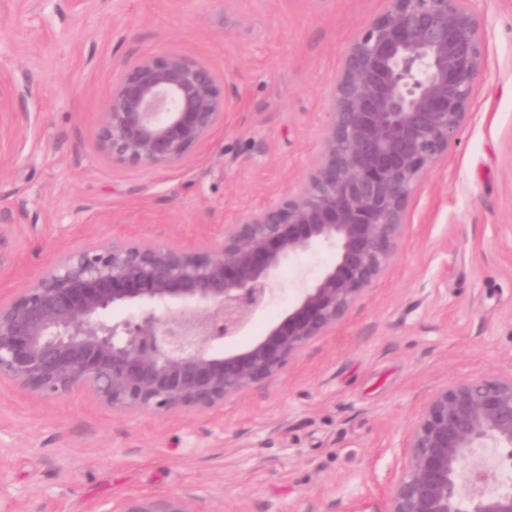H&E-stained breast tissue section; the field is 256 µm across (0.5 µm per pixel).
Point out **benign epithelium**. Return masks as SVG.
Returning a JSON list of instances; mask_svg holds the SVG:
<instances>
[{"mask_svg":"<svg viewBox=\"0 0 512 512\" xmlns=\"http://www.w3.org/2000/svg\"><path fill=\"white\" fill-rule=\"evenodd\" d=\"M468 0H388L348 46L330 119L301 188L224 225L215 244L114 239L57 254L0 296V381L40 400L74 392L116 412L218 408L276 381L345 321L395 256L415 183L455 142L484 66ZM229 101L212 68L176 51L125 64L97 139L117 164L168 169L224 128ZM332 262L249 347L226 352L277 298L278 275L307 253ZM124 307L130 317L107 313ZM401 465L376 512H512L476 456L512 460V368L453 379L406 428ZM103 512H221L192 488L130 493Z\"/></svg>","mask_w":512,"mask_h":512,"instance_id":"7a95c632","label":"benign epithelium"}]
</instances>
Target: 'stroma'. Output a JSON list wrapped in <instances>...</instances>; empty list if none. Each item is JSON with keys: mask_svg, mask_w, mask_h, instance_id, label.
Masks as SVG:
<instances>
[{"mask_svg": "<svg viewBox=\"0 0 512 512\" xmlns=\"http://www.w3.org/2000/svg\"><path fill=\"white\" fill-rule=\"evenodd\" d=\"M386 0H0V215L15 288L55 250L142 238L204 245L294 192L319 150L350 40ZM485 63L445 158L416 183L402 243L347 320L274 383L207 412L40 401L0 382V512H95L133 491L197 494L224 512H371L402 438L438 387L512 366V0H471ZM175 50L225 81L223 130L166 170L113 163L97 141L124 63ZM278 303L230 342L247 348Z\"/></svg>", "mask_w": 512, "mask_h": 512, "instance_id": "obj_1", "label": "stroma"}]
</instances>
